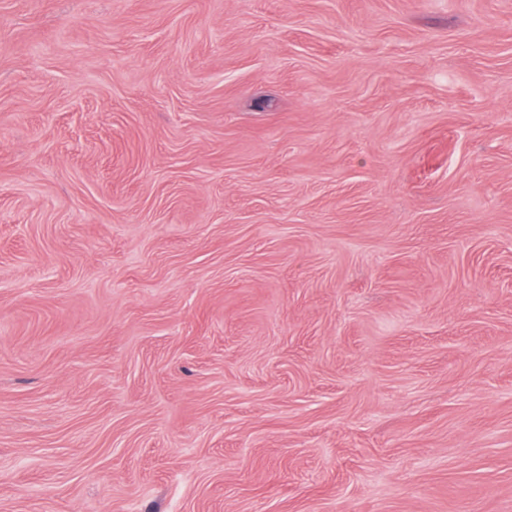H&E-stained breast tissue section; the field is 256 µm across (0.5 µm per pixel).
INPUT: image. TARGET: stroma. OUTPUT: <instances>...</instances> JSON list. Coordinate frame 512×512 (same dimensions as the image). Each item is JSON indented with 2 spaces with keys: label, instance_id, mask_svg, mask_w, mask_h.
Instances as JSON below:
<instances>
[{
  "label": "stroma",
  "instance_id": "1",
  "mask_svg": "<svg viewBox=\"0 0 512 512\" xmlns=\"http://www.w3.org/2000/svg\"><path fill=\"white\" fill-rule=\"evenodd\" d=\"M0 512H512V0H0Z\"/></svg>",
  "mask_w": 512,
  "mask_h": 512
}]
</instances>
